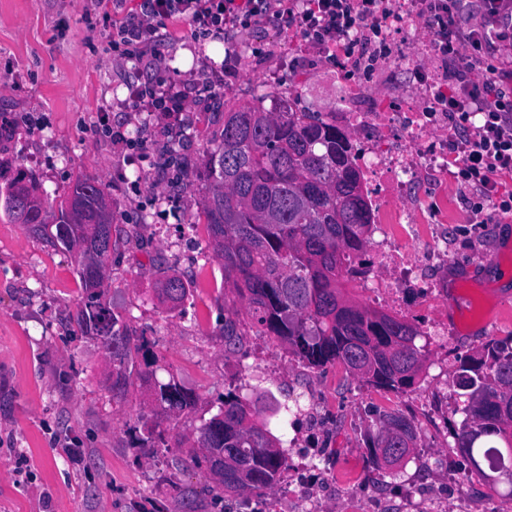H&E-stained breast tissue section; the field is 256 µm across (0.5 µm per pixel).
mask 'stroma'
Wrapping results in <instances>:
<instances>
[{
  "label": "stroma",
  "instance_id": "stroma-1",
  "mask_svg": "<svg viewBox=\"0 0 512 512\" xmlns=\"http://www.w3.org/2000/svg\"><path fill=\"white\" fill-rule=\"evenodd\" d=\"M158 45L166 75L190 90L184 112H133L116 105L133 80L154 78L137 61L116 63L106 48L111 21L87 13L86 0H0V187L17 170L33 172L49 198L67 193L77 175L96 178L108 194L116 245L105 282L110 308L154 343L162 365L198 397L181 434L216 410L219 396L264 395L277 404L299 400L313 420L274 416L270 428L287 465L263 494L230 497L204 466H178L177 449L130 445L129 429L145 408L130 392L112 401L101 381L108 370L99 341L74 334L84 293L70 254L48 246L23 225L0 218V512H291L288 479L303 449L325 480L321 512H415L432 496L455 512L466 482L469 512H512L506 484H489L457 448L461 417L456 376L461 358L489 339L512 338V216L479 223L475 195L456 178L422 187V206L444 212L443 224L421 226L411 244L439 239L448 269L431 272L435 298L424 302L412 282L400 286L408 322L423 328L425 359L406 393L377 388L335 363L316 369L287 345L258 335L246 315L224 302V272L208 247L200 178L206 149L224 108L264 94L298 96L311 112H338L344 93L336 78L345 57L306 56L299 34L273 24L199 39L189 22ZM248 52L247 66L238 55ZM407 52L417 68L390 62ZM289 56L287 70L279 60ZM360 79L373 112L418 107L421 71L446 81L440 60L413 33L399 30L390 46L368 44ZM189 286L184 310L153 296L161 273ZM480 291L493 335L463 327L449 294ZM236 316L240 346L224 342V319ZM448 321L460 344L443 342L427 324ZM400 410L418 430L408 461L369 468L366 438L380 414ZM84 449L73 460L67 449Z\"/></svg>",
  "mask_w": 512,
  "mask_h": 512
}]
</instances>
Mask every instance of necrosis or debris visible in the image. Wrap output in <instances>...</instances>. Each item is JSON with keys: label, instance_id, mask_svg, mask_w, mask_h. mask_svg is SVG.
<instances>
[{"label": "necrosis or debris", "instance_id": "4bbe7bcc", "mask_svg": "<svg viewBox=\"0 0 512 512\" xmlns=\"http://www.w3.org/2000/svg\"><path fill=\"white\" fill-rule=\"evenodd\" d=\"M337 124L356 134L357 163L363 173L378 239L367 262H353L349 277L369 297L399 310L396 283L423 273L413 265L404 240L406 227L415 225L400 204L419 183L448 174V140L453 131L444 112H340ZM435 125L442 139L426 143L425 131Z\"/></svg>", "mask_w": 512, "mask_h": 512}]
</instances>
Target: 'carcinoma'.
Listing matches in <instances>:
<instances>
[{
  "label": "carcinoma",
  "instance_id": "carcinoma-1",
  "mask_svg": "<svg viewBox=\"0 0 512 512\" xmlns=\"http://www.w3.org/2000/svg\"><path fill=\"white\" fill-rule=\"evenodd\" d=\"M202 200L209 245L224 268L232 304L245 305L251 327L288 345L312 368L340 363L352 375L397 393L415 385L424 354L419 329L395 316L347 303L341 283L354 259L366 260L372 216L350 133L331 112H309L295 101L266 108L264 98L224 111L219 137L203 163ZM0 212L12 224L73 255L84 300L73 317L76 332L95 336L112 364L105 389L116 402L131 389L151 402L131 428L135 448L171 444L196 402L193 391L169 375L157 377L151 340L118 319L103 288L109 258L100 245L112 237V213L102 185L78 176L58 205L39 194L21 171L0 188ZM155 296L174 308L188 287L165 275ZM457 387L466 397L455 428L457 447L476 469L493 452L499 473L512 485V338L491 340L460 364ZM415 421L394 410L379 416L367 459L377 468L410 455ZM483 437L497 438L479 446ZM190 461L202 464L226 495L260 494L277 483L286 456L268 428L266 409L227 393L218 411L196 428Z\"/></svg>",
  "mask_w": 512,
  "mask_h": 512
}]
</instances>
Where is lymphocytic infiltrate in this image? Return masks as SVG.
<instances>
[{
    "instance_id": "obj_1",
    "label": "lymphocytic infiltrate",
    "mask_w": 512,
    "mask_h": 512,
    "mask_svg": "<svg viewBox=\"0 0 512 512\" xmlns=\"http://www.w3.org/2000/svg\"><path fill=\"white\" fill-rule=\"evenodd\" d=\"M95 2L112 11L107 47L119 60L143 55L177 18L205 36L272 22L335 54L340 37L357 28L371 30L391 13L390 0H140L131 12L125 0ZM416 2L429 22L433 50L451 74V90H438L431 109L447 113L463 134L456 144L455 176L479 189L496 211L511 213L512 190L496 177L512 173V0ZM477 72L482 80H474ZM132 88L127 105L133 110L167 113L184 106V89L165 77L136 81Z\"/></svg>"
}]
</instances>
